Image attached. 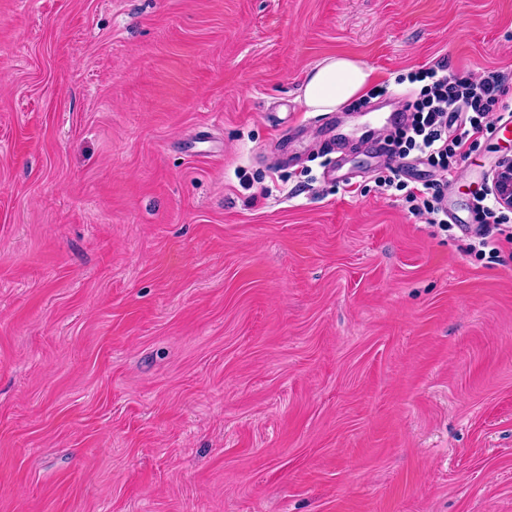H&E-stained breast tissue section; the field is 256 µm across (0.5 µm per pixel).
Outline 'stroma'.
I'll return each mask as SVG.
<instances>
[{
    "instance_id": "1",
    "label": "stroma",
    "mask_w": 512,
    "mask_h": 512,
    "mask_svg": "<svg viewBox=\"0 0 512 512\" xmlns=\"http://www.w3.org/2000/svg\"><path fill=\"white\" fill-rule=\"evenodd\" d=\"M439 62L512 71V0H0V512H512V128L445 232L370 153ZM371 75L370 69L354 59L328 57L307 74L301 103L309 112H335L365 94ZM494 193L502 209L512 211V161L504 163L493 176ZM491 195L490 189H486L476 199L477 208L481 209L486 219L492 221L487 222L485 229L470 244V249L484 254L488 251L489 255L495 256L506 247L512 248V225L510 218L490 205L491 198L488 196Z\"/></svg>"
}]
</instances>
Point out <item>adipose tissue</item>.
Listing matches in <instances>:
<instances>
[{
    "mask_svg": "<svg viewBox=\"0 0 512 512\" xmlns=\"http://www.w3.org/2000/svg\"><path fill=\"white\" fill-rule=\"evenodd\" d=\"M372 72L344 56L326 58L311 70L302 88L301 102L310 112H333L365 94Z\"/></svg>",
    "mask_w": 512,
    "mask_h": 512,
    "instance_id": "obj_1",
    "label": "adipose tissue"
}]
</instances>
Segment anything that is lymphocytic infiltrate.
I'll use <instances>...</instances> for the list:
<instances>
[{
    "mask_svg": "<svg viewBox=\"0 0 512 512\" xmlns=\"http://www.w3.org/2000/svg\"><path fill=\"white\" fill-rule=\"evenodd\" d=\"M408 79L421 83L422 89L416 100L404 104L410 119L386 140V149L393 158L414 154L426 159L438 170L439 177L409 190L396 168L380 185L387 191H405L411 211L426 223L444 229L448 226L445 192L449 179L457 173L459 159L472 151L496 123L512 119V105L499 101L506 76L493 71L460 77L438 64L411 72ZM477 206L488 223L472 243V250L493 256L512 247V219L497 211L488 195H480Z\"/></svg>",
    "mask_w": 512,
    "mask_h": 512,
    "instance_id": "1",
    "label": "lymphocytic infiltrate"
}]
</instances>
